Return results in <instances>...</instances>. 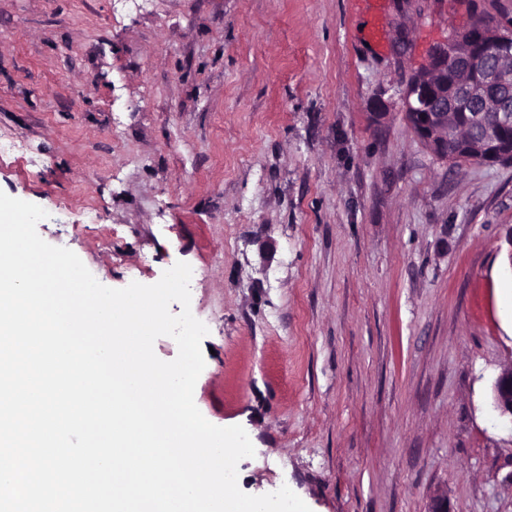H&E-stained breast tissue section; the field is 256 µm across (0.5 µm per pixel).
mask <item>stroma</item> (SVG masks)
<instances>
[{
	"label": "stroma",
	"mask_w": 512,
	"mask_h": 512,
	"mask_svg": "<svg viewBox=\"0 0 512 512\" xmlns=\"http://www.w3.org/2000/svg\"><path fill=\"white\" fill-rule=\"evenodd\" d=\"M458 0H0V191L101 284L183 261L194 401L251 495L512 512V163L435 158L400 91ZM387 104L376 117L375 103ZM492 407L503 422L512 427V365L495 379L492 387Z\"/></svg>",
	"instance_id": "35a3bbf8"
}]
</instances>
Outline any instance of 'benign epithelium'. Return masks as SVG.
Wrapping results in <instances>:
<instances>
[{
    "mask_svg": "<svg viewBox=\"0 0 512 512\" xmlns=\"http://www.w3.org/2000/svg\"><path fill=\"white\" fill-rule=\"evenodd\" d=\"M400 99L408 126L437 159L511 162L512 16L470 22L449 36L410 76ZM492 407L512 424V366L493 383Z\"/></svg>",
    "mask_w": 512,
    "mask_h": 512,
    "instance_id": "7a95c632",
    "label": "benign epithelium"
}]
</instances>
